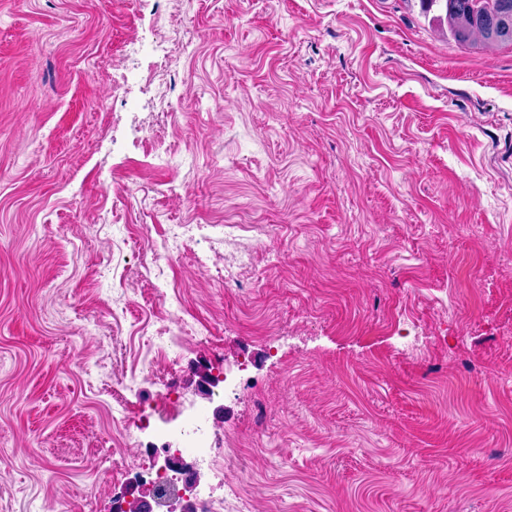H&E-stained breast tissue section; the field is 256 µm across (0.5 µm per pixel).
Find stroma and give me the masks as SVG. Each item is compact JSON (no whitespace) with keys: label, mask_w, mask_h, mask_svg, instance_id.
Returning <instances> with one entry per match:
<instances>
[{"label":"stroma","mask_w":512,"mask_h":512,"mask_svg":"<svg viewBox=\"0 0 512 512\" xmlns=\"http://www.w3.org/2000/svg\"><path fill=\"white\" fill-rule=\"evenodd\" d=\"M187 221L255 250L239 288L166 265L213 335L169 380L252 512H512V45L419 0H0V512L151 501L125 272Z\"/></svg>","instance_id":"1"}]
</instances>
